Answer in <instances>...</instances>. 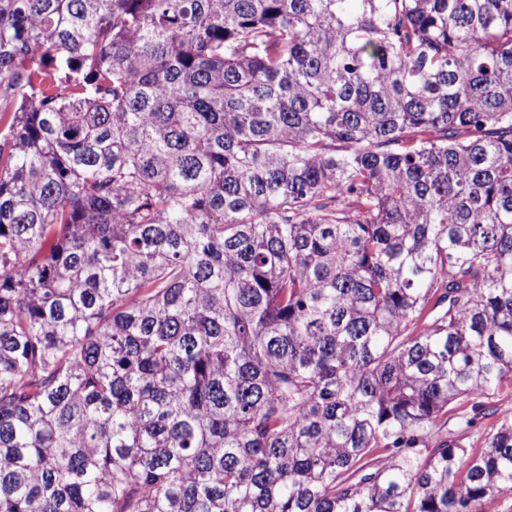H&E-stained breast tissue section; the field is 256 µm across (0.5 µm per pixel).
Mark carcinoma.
Segmentation results:
<instances>
[{
	"label": "carcinoma",
	"mask_w": 512,
	"mask_h": 512,
	"mask_svg": "<svg viewBox=\"0 0 512 512\" xmlns=\"http://www.w3.org/2000/svg\"><path fill=\"white\" fill-rule=\"evenodd\" d=\"M508 397L512 0H0V512H486Z\"/></svg>",
	"instance_id": "obj_1"
}]
</instances>
